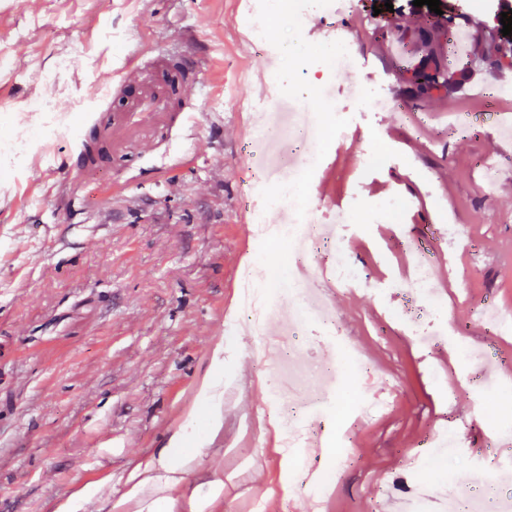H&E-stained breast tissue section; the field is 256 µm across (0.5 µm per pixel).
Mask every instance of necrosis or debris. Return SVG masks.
<instances>
[{
    "instance_id": "necrosis-or-debris-1",
    "label": "necrosis or debris",
    "mask_w": 512,
    "mask_h": 512,
    "mask_svg": "<svg viewBox=\"0 0 512 512\" xmlns=\"http://www.w3.org/2000/svg\"><path fill=\"white\" fill-rule=\"evenodd\" d=\"M278 6L282 15H318L327 20L350 13L355 0H240L236 23L245 31L251 44L264 49L274 58H288L296 66L304 60L296 45L272 46L264 35L271 16V6ZM353 57L342 51L323 56L317 65L318 75L311 87H288L292 110L287 121H276L279 97H271L255 106L251 145L264 151L277 144L278 161H261L246 188L250 220L256 239L264 244L276 243L287 247L288 267L267 261H251L238 275V314L227 326L228 336H251L262 331L267 315L271 314L280 296H287L295 309L294 321L288 327L280 347L288 353L287 376L268 379V391L273 402V419L288 433V445L307 448V427L322 411L343 418L350 411L370 414L369 404L346 396L342 380L335 371H309L299 361L302 341L299 331L306 325L322 327L325 335H338L336 315L330 303L315 296L309 286L307 261L319 247L330 248V256L321 267L324 281L338 286L365 283V271L353 260L339 229L351 220V210L337 211L331 223L319 217L321 207L301 192L302 185L318 171L326 144L343 136L350 115L336 109L330 87L337 72L352 69ZM316 95L325 104L324 111L308 109L309 95ZM409 286L414 298L430 310L445 306L435 284V271L427 254L416 253ZM461 491L450 482L426 484L411 481L399 499L401 512H458Z\"/></svg>"
}]
</instances>
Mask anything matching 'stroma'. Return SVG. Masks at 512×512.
<instances>
[{
  "label": "stroma",
  "instance_id": "obj_1",
  "mask_svg": "<svg viewBox=\"0 0 512 512\" xmlns=\"http://www.w3.org/2000/svg\"><path fill=\"white\" fill-rule=\"evenodd\" d=\"M441 2L436 13L413 0H358L335 32L303 16L273 18L266 30L269 44L293 36L311 57L338 32L357 60L334 80L350 127L324 152L327 180L313 178L308 190L324 212L352 209L345 244L370 280L332 297L340 342L311 325L302 354L311 367L337 369L347 346L365 369L343 374L345 385L365 400L381 395L385 406L367 421L356 412L325 419L337 475L317 499L297 481L296 452L269 416L267 373L281 355L263 354L257 336L225 340L240 266L280 256L256 243L243 198L257 169L248 107L271 93V60L235 27L238 0H29L10 12L0 0V49L14 61L0 69V512H61L84 486L93 495L79 512H316L322 502L332 512H381L380 488L410 476L497 489L496 426L512 418V400L494 408L486 386L512 391V374L487 380V366L458 349L512 347V335H496L477 315L487 301L512 310V140L495 124L457 130L452 120L485 89L512 86V70L502 78L448 61L451 76L467 67L469 79L424 100L409 98L406 78L425 54L415 32L431 26L447 41L450 17L472 41L489 36L512 51L500 22L512 0ZM392 38L397 55L380 52ZM136 47L200 65L188 126L146 124L148 146L112 152L99 183L58 174L70 141L52 113L80 126L85 99L104 96ZM375 88L390 92L394 111L370 110ZM378 148L383 165L361 171V157ZM490 152L501 173L487 194L480 161ZM171 153L183 157L174 169L165 166ZM375 182L407 203L379 225L367 220L382 199ZM418 219L448 254L439 313L417 308L407 289L403 256ZM415 315L431 346L405 329ZM221 344L225 404L214 427L199 392ZM473 412L474 429L464 424ZM444 431L463 441L442 470L427 443ZM178 433L181 480L155 492L166 477L160 456Z\"/></svg>",
  "mask_w": 512,
  "mask_h": 512
}]
</instances>
